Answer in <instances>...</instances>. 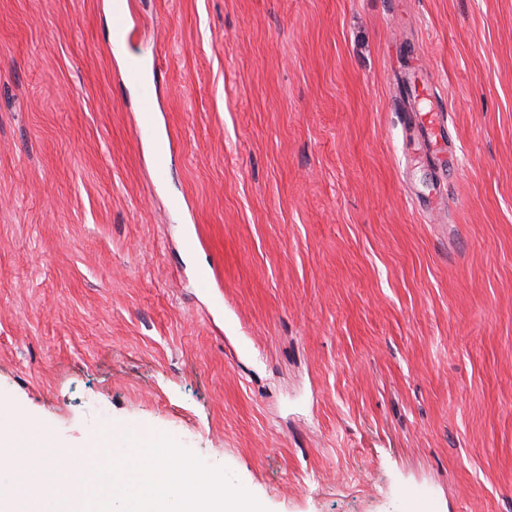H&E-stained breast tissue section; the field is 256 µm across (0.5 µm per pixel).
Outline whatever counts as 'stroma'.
Returning <instances> with one entry per match:
<instances>
[{
	"label": "stroma",
	"mask_w": 512,
	"mask_h": 512,
	"mask_svg": "<svg viewBox=\"0 0 512 512\" xmlns=\"http://www.w3.org/2000/svg\"><path fill=\"white\" fill-rule=\"evenodd\" d=\"M129 2L119 55L111 0H0V400L266 512H512V0ZM125 74L127 80L139 90L140 121L137 133L140 134L142 131L151 129L154 124L156 108L153 86L146 77L143 65L138 60L130 59L128 61ZM439 111L430 109L425 114L414 116V126L421 129L426 138L436 148L437 153H442L448 140L444 134L445 126L438 119Z\"/></svg>",
	"instance_id": "stroma-1"
}]
</instances>
